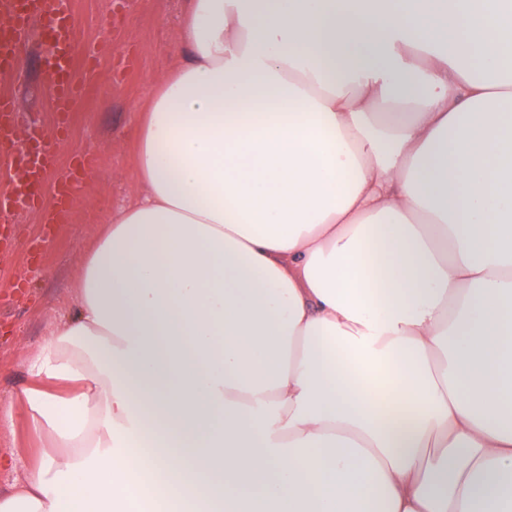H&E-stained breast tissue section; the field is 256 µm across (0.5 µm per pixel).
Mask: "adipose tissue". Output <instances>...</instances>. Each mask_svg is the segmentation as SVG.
I'll use <instances>...</instances> for the list:
<instances>
[{
  "label": "adipose tissue",
  "instance_id": "ef3b65f1",
  "mask_svg": "<svg viewBox=\"0 0 512 512\" xmlns=\"http://www.w3.org/2000/svg\"><path fill=\"white\" fill-rule=\"evenodd\" d=\"M179 38L0 512H130L139 441L188 512H512V0H185Z\"/></svg>",
  "mask_w": 512,
  "mask_h": 512
}]
</instances>
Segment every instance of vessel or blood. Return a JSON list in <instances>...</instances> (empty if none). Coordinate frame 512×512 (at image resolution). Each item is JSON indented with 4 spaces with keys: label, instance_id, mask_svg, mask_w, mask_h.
Segmentation results:
<instances>
[{
    "label": "vessel or blood",
    "instance_id": "obj_1",
    "mask_svg": "<svg viewBox=\"0 0 512 512\" xmlns=\"http://www.w3.org/2000/svg\"><path fill=\"white\" fill-rule=\"evenodd\" d=\"M7 16L8 26H0V72H13L19 63V50L29 42L33 33L50 37L53 52L41 55L42 70L52 88L53 110L56 114L54 136L42 137L39 152L28 159L25 181L32 185L21 203H14L9 191H0V222L12 223L14 217L25 210L41 207L40 188L47 175L55 177V194L50 211L53 221L65 223L76 183L83 173L84 164L61 170L57 167L58 153L66 141L67 125L80 91L97 74L96 56L84 53L81 75L66 74L57 78L59 65H72L78 32L69 7V0H0V16ZM22 126L20 111L14 96L0 92V157L10 166H18V156L25 144L19 137Z\"/></svg>",
    "mask_w": 512,
    "mask_h": 512
}]
</instances>
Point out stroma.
I'll return each instance as SVG.
<instances>
[{"label":"stroma","instance_id":"1","mask_svg":"<svg viewBox=\"0 0 512 512\" xmlns=\"http://www.w3.org/2000/svg\"><path fill=\"white\" fill-rule=\"evenodd\" d=\"M82 44L101 51L98 75L79 98L68 125L58 165L75 155L89 159L85 185L74 196L69 222L46 228L43 215L17 216L0 246V402L13 405L14 426L0 430V452L35 465L46 439L33 425L26 392L35 381L27 361L74 311V285L83 258L106 217L142 192L135 179L138 124L135 107L144 103L151 81L182 56L178 25L183 0H73ZM118 21L104 29L105 15ZM21 68L0 77V92H12L20 109L46 132H53L52 93L39 70V47L20 52ZM51 234L53 245L39 241Z\"/></svg>","mask_w":512,"mask_h":512}]
</instances>
